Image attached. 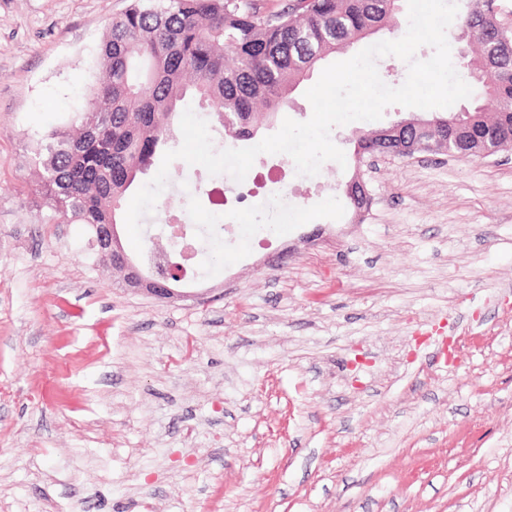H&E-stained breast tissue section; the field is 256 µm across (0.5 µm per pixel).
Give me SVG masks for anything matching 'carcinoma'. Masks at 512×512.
I'll use <instances>...</instances> for the list:
<instances>
[{
  "instance_id": "obj_1",
  "label": "carcinoma",
  "mask_w": 512,
  "mask_h": 512,
  "mask_svg": "<svg viewBox=\"0 0 512 512\" xmlns=\"http://www.w3.org/2000/svg\"><path fill=\"white\" fill-rule=\"evenodd\" d=\"M401 0H131L108 22L71 126L38 135L43 172L32 209L46 224H120L127 191L176 141L179 103L191 98L215 131L250 140L290 102L291 93L331 55L384 28L398 27ZM460 26L477 52L453 61L476 89L456 112L399 119L358 147L405 157L448 146L476 156L512 142V29L497 0H466Z\"/></svg>"
}]
</instances>
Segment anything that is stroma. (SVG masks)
Wrapping results in <instances>:
<instances>
[{
	"label": "stroma",
	"mask_w": 512,
	"mask_h": 512,
	"mask_svg": "<svg viewBox=\"0 0 512 512\" xmlns=\"http://www.w3.org/2000/svg\"><path fill=\"white\" fill-rule=\"evenodd\" d=\"M129 3L0 0V512H512V148L357 157L388 106L315 176L220 175L239 236L194 297L126 290L29 202ZM194 172L164 193L198 224Z\"/></svg>",
	"instance_id": "1"
}]
</instances>
